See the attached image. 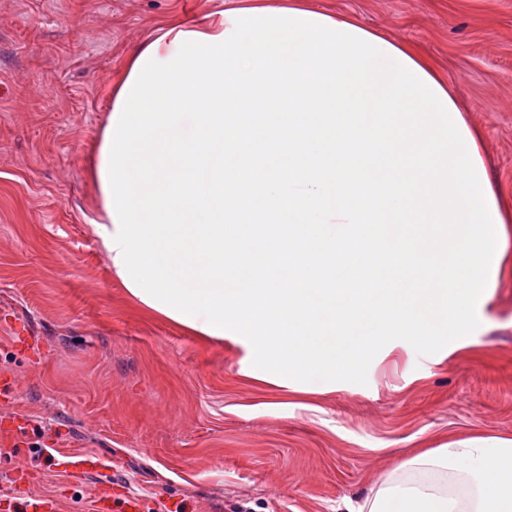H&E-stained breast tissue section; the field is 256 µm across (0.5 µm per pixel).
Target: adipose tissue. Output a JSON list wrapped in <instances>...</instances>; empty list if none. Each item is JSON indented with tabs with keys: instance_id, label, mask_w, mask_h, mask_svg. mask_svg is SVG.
Returning a JSON list of instances; mask_svg holds the SVG:
<instances>
[{
	"instance_id": "obj_1",
	"label": "adipose tissue",
	"mask_w": 512,
	"mask_h": 512,
	"mask_svg": "<svg viewBox=\"0 0 512 512\" xmlns=\"http://www.w3.org/2000/svg\"><path fill=\"white\" fill-rule=\"evenodd\" d=\"M348 512H512V440L426 449L397 463Z\"/></svg>"
}]
</instances>
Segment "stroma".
<instances>
[{"mask_svg": "<svg viewBox=\"0 0 512 512\" xmlns=\"http://www.w3.org/2000/svg\"><path fill=\"white\" fill-rule=\"evenodd\" d=\"M224 2L0 0V512L21 470L56 512H96L103 475L186 512H339L417 449L512 440V0H313L416 48L482 135L506 243L472 334L426 356L395 340L366 384L295 393L131 302L91 231V147L129 54Z\"/></svg>", "mask_w": 512, "mask_h": 512, "instance_id": "35a3bbf8", "label": "stroma"}]
</instances>
